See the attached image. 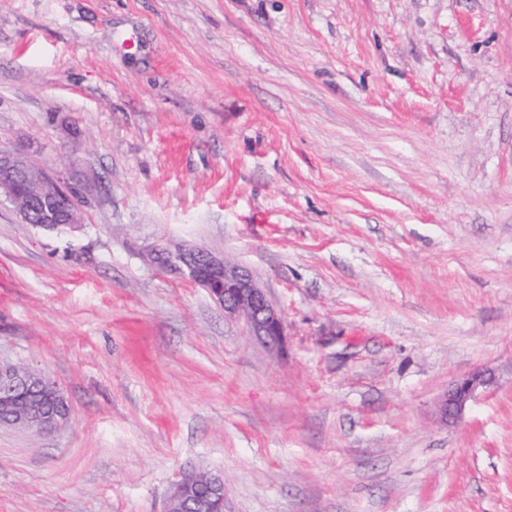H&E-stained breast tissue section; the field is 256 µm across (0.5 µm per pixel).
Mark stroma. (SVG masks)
I'll list each match as a JSON object with an SVG mask.
<instances>
[{
	"mask_svg": "<svg viewBox=\"0 0 512 512\" xmlns=\"http://www.w3.org/2000/svg\"><path fill=\"white\" fill-rule=\"evenodd\" d=\"M0 358L73 411L0 425V512H512V0H0ZM246 267L268 350L158 250ZM495 383L462 419L438 402ZM11 202L20 219L32 224L40 215L42 227L82 224L74 192L46 168L35 169L20 155L0 150V196ZM491 383L492 377L487 371H476L455 381L439 402L441 418L445 422L459 419L469 402L475 398L477 391L490 386ZM203 487L205 493H199ZM218 512L224 511V478L215 474L187 473L176 481L167 498L165 512Z\"/></svg>",
	"mask_w": 512,
	"mask_h": 512,
	"instance_id": "obj_1",
	"label": "stroma"
}]
</instances>
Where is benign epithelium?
Wrapping results in <instances>:
<instances>
[{
  "label": "benign epithelium",
  "mask_w": 512,
  "mask_h": 512,
  "mask_svg": "<svg viewBox=\"0 0 512 512\" xmlns=\"http://www.w3.org/2000/svg\"><path fill=\"white\" fill-rule=\"evenodd\" d=\"M2 195L26 224L32 223L37 214L41 226L48 229L82 223L81 209L71 188L48 169H36L24 157L0 151ZM155 262L163 268L185 269L188 277L224 308L225 314L243 320L251 335L271 349L286 348L282 314L242 266L198 248L175 253L162 250L155 253ZM491 383L492 377L486 371L455 381L439 402L441 418L459 419L477 391ZM64 404L66 399L58 385L46 373L0 360V407L8 411L7 425L42 433L60 430L71 419V414L58 410ZM217 505H224V478L192 472L174 483L165 512H215Z\"/></svg>",
  "instance_id": "obj_1"
}]
</instances>
